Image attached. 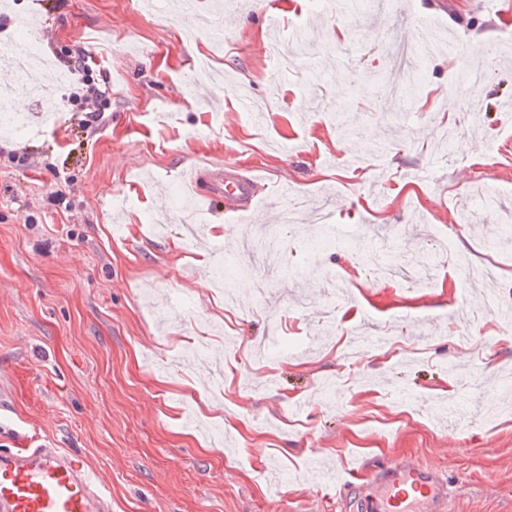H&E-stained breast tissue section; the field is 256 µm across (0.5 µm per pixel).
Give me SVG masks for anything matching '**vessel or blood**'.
Returning <instances> with one entry per match:
<instances>
[{
    "mask_svg": "<svg viewBox=\"0 0 512 512\" xmlns=\"http://www.w3.org/2000/svg\"><path fill=\"white\" fill-rule=\"evenodd\" d=\"M210 201H232L252 210L259 176L239 177L213 170ZM111 493L77 457L47 443L24 441L0 450V512H110ZM360 512H448V479L421 458L373 470L359 495Z\"/></svg>",
    "mask_w": 512,
    "mask_h": 512,
    "instance_id": "1",
    "label": "vessel or blood"
}]
</instances>
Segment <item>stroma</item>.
<instances>
[{"label":"stroma","instance_id":"obj_1","mask_svg":"<svg viewBox=\"0 0 512 512\" xmlns=\"http://www.w3.org/2000/svg\"><path fill=\"white\" fill-rule=\"evenodd\" d=\"M274 2L283 32H305L281 62L256 0H200L224 41L213 72L231 85L197 70L210 41L174 0H10L0 11V42L35 37L55 88L52 106L28 98V129L0 132V150L26 148L41 164L0 170V448L42 436L85 459L112 512H355V491L307 478L314 455L337 474L416 455L448 475L451 512H512V415L486 423L482 394L463 391L470 422L458 440L456 412L433 393L454 367L484 379L511 370L512 333L490 314L462 324L480 289L421 252L444 235L450 253L512 281V0H394L380 17ZM416 27L425 36L413 42ZM472 33L486 35L494 69L475 90ZM78 44L112 87L90 134L65 104L72 85L56 60ZM194 166L258 170L255 211L200 194L184 211ZM55 169L71 177V211L49 199ZM284 178L335 223L375 228L370 247L385 262L407 256L408 276L351 269L344 245L303 262L322 229L302 216L275 265L241 260L267 275L265 301L223 305L210 286L217 262L196 264L192 246L175 259L171 239L200 222L207 243L239 240L286 206ZM35 212L41 223H27ZM325 271L351 294L352 330L396 321L366 369L335 356L336 333L305 311L328 302ZM204 333L219 349L233 338L225 367L246 373L211 411L202 402L216 399L217 378L193 350ZM461 334L487 337V351ZM336 376L345 384L330 410L314 393ZM397 388L414 404L397 407Z\"/></svg>","mask_w":512,"mask_h":512}]
</instances>
